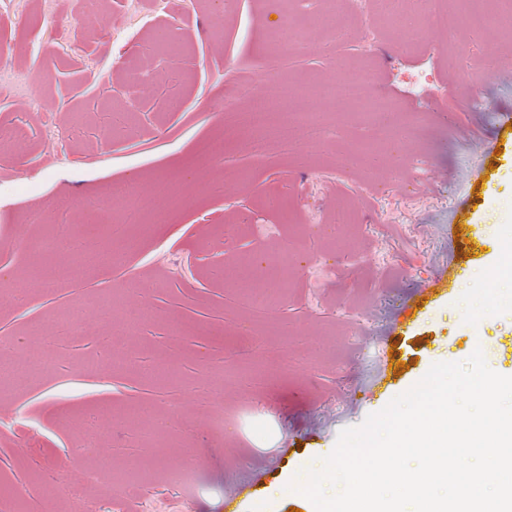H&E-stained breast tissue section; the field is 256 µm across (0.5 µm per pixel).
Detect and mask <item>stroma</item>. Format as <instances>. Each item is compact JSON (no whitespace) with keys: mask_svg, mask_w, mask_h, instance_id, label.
<instances>
[{"mask_svg":"<svg viewBox=\"0 0 512 512\" xmlns=\"http://www.w3.org/2000/svg\"><path fill=\"white\" fill-rule=\"evenodd\" d=\"M414 0L417 48L377 24L369 0H333L346 41L295 34L291 58L267 43L282 0H0V344L67 338L64 368L0 385V512H84L103 487L109 512H315L277 488L331 453L437 362L482 350L512 376V282L486 279L512 244V162L498 155L512 117V25L438 26ZM120 23H113V14ZM152 49L176 70V99L133 108L126 65ZM368 68L395 112L325 113L321 145L252 158L249 89L270 78L287 105L316 106L339 69ZM240 91L239 108L224 109ZM52 100L59 124L19 101ZM161 202L130 215L93 208L105 184ZM83 204L73 231L115 242L117 264L69 257L44 288L31 258L58 240L60 200ZM474 225L469 251L449 226ZM288 256L277 276L262 256ZM458 277L433 282L445 267ZM28 286L14 300L16 282ZM267 297L254 307V292ZM112 340L128 362L106 368Z\"/></svg>","mask_w":512,"mask_h":512,"instance_id":"obj_1","label":"stroma"}]
</instances>
